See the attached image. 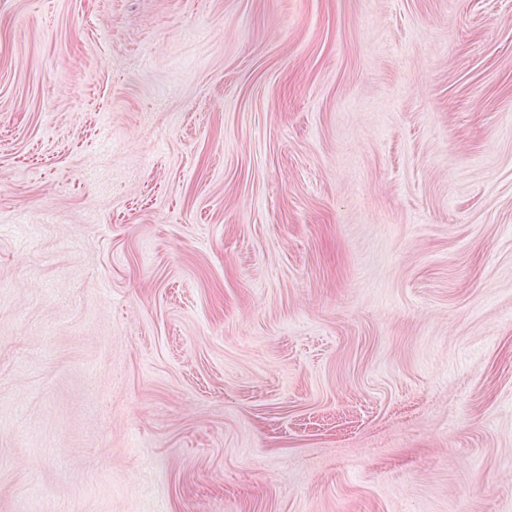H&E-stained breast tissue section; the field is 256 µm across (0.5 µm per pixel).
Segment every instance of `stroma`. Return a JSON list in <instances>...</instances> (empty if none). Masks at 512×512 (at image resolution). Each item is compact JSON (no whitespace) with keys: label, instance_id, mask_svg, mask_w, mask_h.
Returning <instances> with one entry per match:
<instances>
[{"label":"stroma","instance_id":"stroma-1","mask_svg":"<svg viewBox=\"0 0 512 512\" xmlns=\"http://www.w3.org/2000/svg\"><path fill=\"white\" fill-rule=\"evenodd\" d=\"M0 512H512V0H0Z\"/></svg>","mask_w":512,"mask_h":512}]
</instances>
